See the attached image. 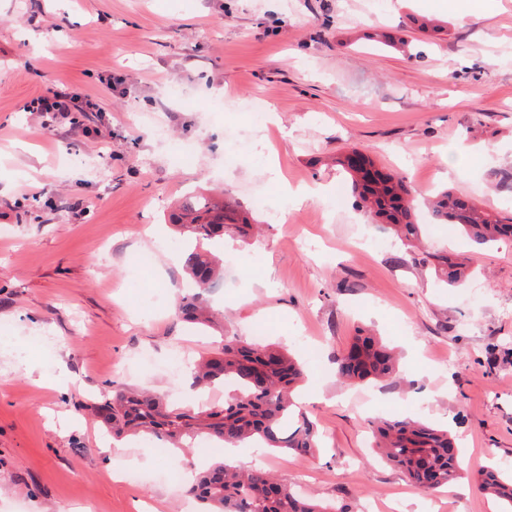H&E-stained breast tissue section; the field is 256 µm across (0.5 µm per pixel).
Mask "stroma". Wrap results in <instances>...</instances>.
I'll list each match as a JSON object with an SVG mask.
<instances>
[{"label":"stroma","instance_id":"1","mask_svg":"<svg viewBox=\"0 0 512 512\" xmlns=\"http://www.w3.org/2000/svg\"><path fill=\"white\" fill-rule=\"evenodd\" d=\"M490 7L0 0V512H177L156 472L215 460L307 476L308 493L353 512H497L473 477L512 460V244L475 246L418 209L426 249L473 272L445 286L423 251L357 208L336 164L358 151L415 200L446 188L512 217V0ZM382 34L391 45L374 50ZM56 92L99 109L79 128L31 109ZM285 183L322 193L288 204ZM203 190L262 231L225 237L217 323L200 332L175 313L185 282L170 215ZM361 329L395 348L394 381L337 383L333 358ZM256 334L302 359L319 453L193 445L165 459L91 410L121 386L189 405L167 370L174 352L198 359ZM38 335L52 347H30ZM144 351L155 372L137 370ZM379 417L449 428L469 466L422 494L368 448ZM131 464L140 480L126 479Z\"/></svg>","mask_w":512,"mask_h":512}]
</instances>
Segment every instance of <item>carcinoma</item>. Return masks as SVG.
I'll use <instances>...</instances> for the list:
<instances>
[{
    "label": "carcinoma",
    "mask_w": 512,
    "mask_h": 512,
    "mask_svg": "<svg viewBox=\"0 0 512 512\" xmlns=\"http://www.w3.org/2000/svg\"><path fill=\"white\" fill-rule=\"evenodd\" d=\"M337 165L350 176L359 207L388 225L406 244L418 239L420 227L412 219L411 207L403 203L407 189L402 181L378 170L372 184L365 185L344 159H338ZM428 205L435 217L449 221L477 246L512 242V224L504 223L495 210L448 190L428 200ZM171 225L194 242L182 265L194 288L179 298L177 314L185 322L208 326L206 294L224 275V262L208 252L206 245L226 235L245 241L253 225L235 202L206 195L188 198ZM428 258L427 264L446 285L456 287L465 281L463 263L453 255L438 252ZM396 362L392 348L362 331L353 338L348 352L335 360L336 376L349 386L387 382L396 374ZM302 378V366L288 350L226 336L221 351L198 362L189 377L193 388L231 382L232 395L224 398L223 405L170 407L151 395L118 388L112 399L103 400L95 411L115 434L143 432L177 450L184 447L185 440L205 433L232 447L256 442L285 453L313 455L318 451L316 431L294 398ZM371 432L376 452L400 467L418 490L436 492L458 477V453H448L456 442L448 431L403 417L379 420ZM476 483L482 493L500 502L502 512H512V466L496 463L478 474ZM186 494L206 512H350L345 504L303 497L268 472H241L223 462L201 472Z\"/></svg>",
    "instance_id": "1"
}]
</instances>
